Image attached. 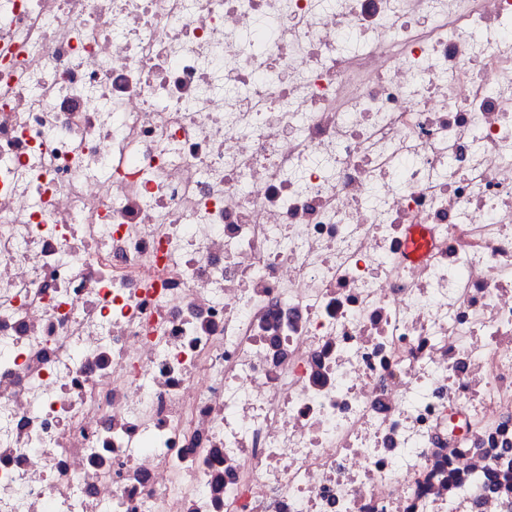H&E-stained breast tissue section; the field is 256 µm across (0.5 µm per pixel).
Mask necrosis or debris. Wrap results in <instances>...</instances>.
Here are the masks:
<instances>
[{"label":"necrosis or debris","mask_w":512,"mask_h":512,"mask_svg":"<svg viewBox=\"0 0 512 512\" xmlns=\"http://www.w3.org/2000/svg\"><path fill=\"white\" fill-rule=\"evenodd\" d=\"M0 512H512V0H0Z\"/></svg>","instance_id":"obj_1"}]
</instances>
